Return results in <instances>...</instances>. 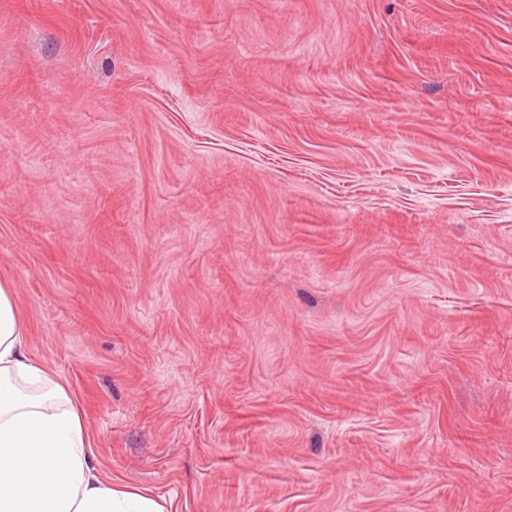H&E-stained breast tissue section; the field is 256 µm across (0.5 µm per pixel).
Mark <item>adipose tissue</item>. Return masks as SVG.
Returning a JSON list of instances; mask_svg holds the SVG:
<instances>
[{
  "instance_id": "1",
  "label": "adipose tissue",
  "mask_w": 512,
  "mask_h": 512,
  "mask_svg": "<svg viewBox=\"0 0 512 512\" xmlns=\"http://www.w3.org/2000/svg\"><path fill=\"white\" fill-rule=\"evenodd\" d=\"M26 324L0 281V512H170L165 499L101 477L73 396L27 353Z\"/></svg>"
}]
</instances>
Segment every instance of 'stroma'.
Instances as JSON below:
<instances>
[{"label": "stroma", "mask_w": 512, "mask_h": 512, "mask_svg": "<svg viewBox=\"0 0 512 512\" xmlns=\"http://www.w3.org/2000/svg\"><path fill=\"white\" fill-rule=\"evenodd\" d=\"M171 512H512V0H0V280Z\"/></svg>", "instance_id": "1"}]
</instances>
